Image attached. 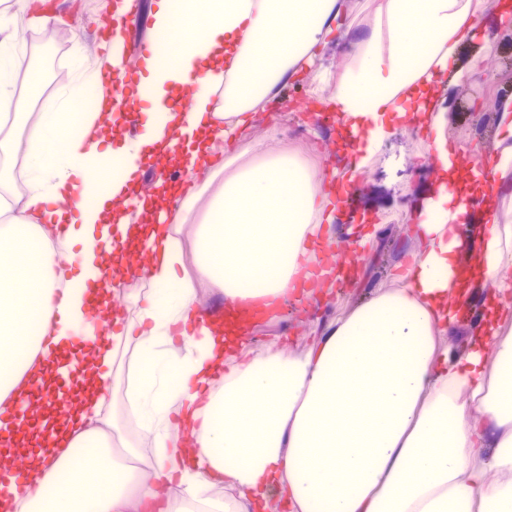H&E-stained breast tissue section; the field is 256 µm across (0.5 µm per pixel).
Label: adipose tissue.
Returning a JSON list of instances; mask_svg holds the SVG:
<instances>
[{
  "label": "adipose tissue",
  "mask_w": 512,
  "mask_h": 512,
  "mask_svg": "<svg viewBox=\"0 0 512 512\" xmlns=\"http://www.w3.org/2000/svg\"><path fill=\"white\" fill-rule=\"evenodd\" d=\"M16 6L25 24L0 25V416L11 432L18 406L55 427L0 512H512V305L474 308L512 268L495 202L512 173L511 112L468 191L415 214L419 245L390 287L303 351L250 339L282 306L331 300L361 266L371 234L340 240L333 226L379 142L443 126L438 96L475 33L476 0H382L324 101L355 159L321 176L286 154L230 174L221 153L288 85L319 95L315 62L346 22L344 0H158L134 93L155 110L134 140L113 128L125 96L104 78L122 63L121 34L36 112L41 75L15 61L28 31L69 21L47 0H0V17ZM187 28L195 37L175 42ZM148 159L204 181L175 203L165 184L132 198ZM474 201L484 225L462 228ZM335 248L336 264H317ZM107 258L114 278L150 285L136 318L77 283ZM213 294L237 306L228 324L204 311ZM461 323L472 336L454 351L446 334ZM77 335L87 348L59 370L76 381L71 404L51 418L34 388ZM127 345L145 462L135 450L119 460L103 412Z\"/></svg>",
  "instance_id": "1"
}]
</instances>
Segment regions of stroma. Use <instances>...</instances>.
I'll use <instances>...</instances> for the list:
<instances>
[{"label":"stroma","mask_w":512,"mask_h":512,"mask_svg":"<svg viewBox=\"0 0 512 512\" xmlns=\"http://www.w3.org/2000/svg\"><path fill=\"white\" fill-rule=\"evenodd\" d=\"M66 10L70 25L58 31L50 45H43L40 34L27 36L26 59L43 72L44 91L35 102L44 109L51 100L54 86L70 83L78 60L91 56L108 39V29L101 23L105 18V0H51ZM135 12L137 25L123 29V66L128 80H137L142 58L137 47L152 44L151 13L157 0H138ZM499 0H482L478 13L489 21L488 32H477L470 42L462 45L457 64L466 69L465 78L449 79L441 92L445 112L442 135L448 147L463 159L480 153L491 156L499 136L501 113L512 112V74L497 71L488 73L473 69V62L482 60L485 39H492L495 53L502 58L512 57V26L493 25ZM470 109H463V102ZM336 130L317 121L308 109L289 107L268 113L266 121L237 144L240 164L260 159L256 143H267L280 154H295L314 170L341 166L342 152L333 148ZM432 138L428 133L400 131L387 136L375 148L361 173L354 192L353 206L379 226L369 245L365 261L353 285L342 287L338 304L321 308L317 319L285 308L279 317L260 325L254 332L258 343L275 339L286 342L292 350H302L307 335L335 318L336 314L352 309L377 289L387 287L395 264L414 249L417 242L412 228V216L439 198L437 172L429 167L416 166L417 158L427 156Z\"/></svg>","instance_id":"obj_1"}]
</instances>
